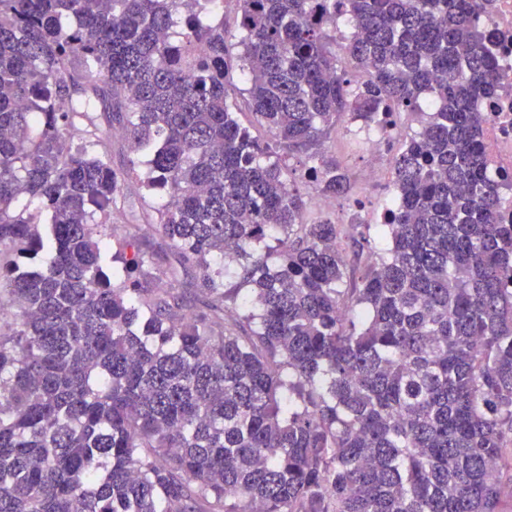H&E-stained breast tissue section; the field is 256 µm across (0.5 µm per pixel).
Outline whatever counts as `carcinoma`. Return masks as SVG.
<instances>
[{"label":"carcinoma","mask_w":512,"mask_h":512,"mask_svg":"<svg viewBox=\"0 0 512 512\" xmlns=\"http://www.w3.org/2000/svg\"><path fill=\"white\" fill-rule=\"evenodd\" d=\"M238 2L265 143L214 0H0V512H501L512 224L478 134L476 0ZM397 112L420 129L390 247L353 272L370 225L305 223L288 160L347 198L323 139ZM131 178L165 191L152 226L200 295L160 285ZM237 64L236 60H234L230 80L233 82L234 93H236L239 101L238 119L242 125L249 127L253 136H255L259 141H268L271 138L270 133L266 128L256 122L255 117L245 103L244 98L238 93V89L240 92H245L244 89L247 88V86L240 75L239 66H237Z\"/></svg>","instance_id":"1"}]
</instances>
